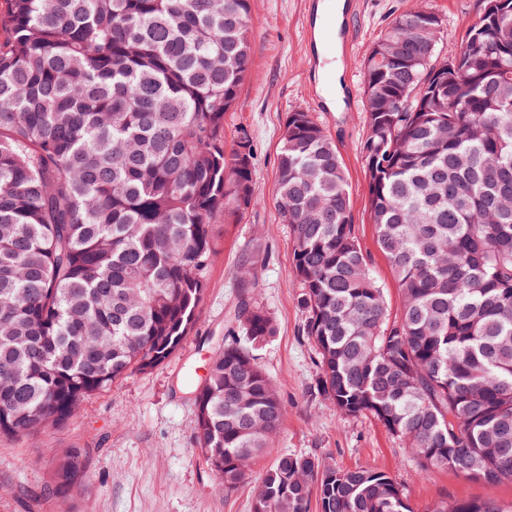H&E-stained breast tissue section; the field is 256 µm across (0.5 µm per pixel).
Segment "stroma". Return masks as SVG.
<instances>
[{"label":"stroma","mask_w":512,"mask_h":512,"mask_svg":"<svg viewBox=\"0 0 512 512\" xmlns=\"http://www.w3.org/2000/svg\"><path fill=\"white\" fill-rule=\"evenodd\" d=\"M303 0H251L252 64L239 97L224 116V140L248 136L254 178L262 197L240 213L219 215L211 226L212 254L195 323L178 350L146 371L132 370L90 396L77 415L25 437L0 434V512H252L257 482L272 459L253 461L249 475L225 490L193 437L196 406L184 386L224 344L242 301L264 306L277 331L255 355L287 414L275 439L278 451L315 454L338 468L387 471L413 512L438 500L512 501V481L489 484L444 468L422 469L403 442L375 417L337 412L320 391L314 345L302 336L301 284L292 275L290 229L275 199L277 160L288 112H316L315 87L303 52ZM413 7L438 13L441 45L460 44L476 21L481 0H360L354 23L355 92L363 90L364 61L393 19ZM336 142L351 191L355 230L370 257L391 312L401 293L370 223L368 182L360 144L362 107L316 112ZM84 451L81 478L57 494L54 470L68 449Z\"/></svg>","instance_id":"obj_1"}]
</instances>
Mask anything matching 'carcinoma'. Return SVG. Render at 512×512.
Segmentation results:
<instances>
[{
  "label": "carcinoma",
  "mask_w": 512,
  "mask_h": 512,
  "mask_svg": "<svg viewBox=\"0 0 512 512\" xmlns=\"http://www.w3.org/2000/svg\"><path fill=\"white\" fill-rule=\"evenodd\" d=\"M0 12V433L74 416L169 358L203 297L218 213L255 205L254 151L224 148L251 65L250 0H3ZM413 7L371 53L361 143L377 243L402 291L389 312L355 233L336 143L314 114L283 125L277 196L323 394L374 415L424 468L512 480V0L459 47ZM402 112H382L385 100ZM193 389L194 441L231 490L275 455L265 512H411L393 477L273 446L286 408L253 350L273 317L245 304ZM73 448L57 471L67 492ZM431 512H512L497 500Z\"/></svg>",
  "instance_id": "1"
}]
</instances>
